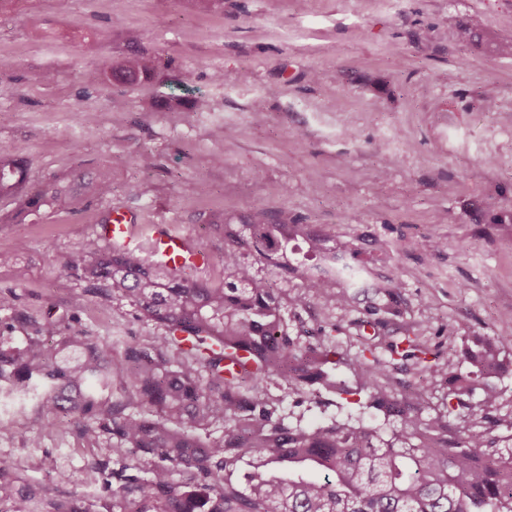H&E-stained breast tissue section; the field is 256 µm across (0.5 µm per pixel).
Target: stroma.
Masks as SVG:
<instances>
[{"instance_id":"35a3bbf8","label":"stroma","mask_w":512,"mask_h":512,"mask_svg":"<svg viewBox=\"0 0 512 512\" xmlns=\"http://www.w3.org/2000/svg\"><path fill=\"white\" fill-rule=\"evenodd\" d=\"M507 41L512 0H215L206 11L194 0H18L0 16L10 51L0 59V150L24 165L27 188L106 168L112 190L82 194L67 213L0 203V251L15 255L0 266V292L28 311L54 310L62 332L149 343L162 328L77 280L68 257L122 204L144 219L142 254L152 225H168L209 254L189 277L219 286L225 225L261 216L325 231L340 261L362 268L339 307L308 288L306 271L252 262L283 298H299L285 313L289 336L332 345L350 387L378 338L411 337L467 370L476 337L502 333L512 312ZM131 53L155 58L154 77L88 81ZM377 354L399 397L422 389L425 412H448L443 380L385 345ZM283 399L293 423L345 411L386 438L399 425L356 404ZM108 446L78 440L71 421L48 422L34 403L0 407V456L34 483L71 473L98 494L87 465Z\"/></svg>"}]
</instances>
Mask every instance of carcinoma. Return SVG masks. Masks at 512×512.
Instances as JSON below:
<instances>
[{"label":"carcinoma","instance_id":"1","mask_svg":"<svg viewBox=\"0 0 512 512\" xmlns=\"http://www.w3.org/2000/svg\"><path fill=\"white\" fill-rule=\"evenodd\" d=\"M110 72L149 78L155 61L134 56ZM24 183L19 165L0 156V198L18 196ZM43 202L71 211L77 199L55 181L25 194L29 207ZM298 232L296 224L261 217L224 225L220 288L177 278L166 266L97 238L73 254L67 266L80 281L108 288L167 335L118 346L110 336L78 329L48 345L43 337L58 333L51 312L10 317L29 336L17 344L0 333V396H27L43 413L74 421L86 443L103 435L112 443L89 464L100 480L92 499L32 483L0 457V512H512V453L483 451L490 431L512 432V417L448 433L449 414L472 409L464 396L481 390L482 410L499 398L488 378L500 373L507 334L480 339L466 353L467 372L431 362L409 337L402 350L390 345L448 385V409L435 415L424 413L425 393L414 392L415 404H407L379 382L385 375L379 362L359 363L362 407L400 422L388 440L350 415L317 426L285 421L280 406L291 396L320 404L323 394L345 392L335 353L288 336L282 296L243 260L250 252L292 269L290 242ZM327 242L325 234L306 237L308 253L324 263V274L308 278V287L344 306L349 291L330 292L331 281L352 287L360 269L336 263ZM234 359L243 371L227 379L224 362ZM202 368L210 375L206 386ZM115 377L123 383L119 401L112 400ZM273 378L285 381L277 399L257 388ZM215 423L224 424V436L202 438L200 431ZM135 454L148 458L147 465L125 464Z\"/></svg>","mask_w":512,"mask_h":512}]
</instances>
